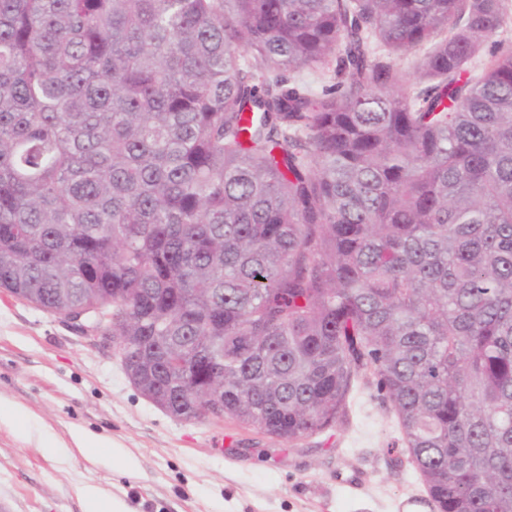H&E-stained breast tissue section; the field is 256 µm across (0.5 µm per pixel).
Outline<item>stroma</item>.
<instances>
[{
    "label": "stroma",
    "mask_w": 512,
    "mask_h": 512,
    "mask_svg": "<svg viewBox=\"0 0 512 512\" xmlns=\"http://www.w3.org/2000/svg\"><path fill=\"white\" fill-rule=\"evenodd\" d=\"M0 399L23 414L0 424L7 512H84L88 489L129 512H397L398 501L426 495L375 383L357 380L345 417L293 443L227 417L179 420L140 394L113 347L3 290ZM77 428L123 448L136 470L80 452Z\"/></svg>",
    "instance_id": "stroma-1"
}]
</instances>
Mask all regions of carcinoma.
Masks as SVG:
<instances>
[{
    "label": "carcinoma",
    "mask_w": 512,
    "mask_h": 512,
    "mask_svg": "<svg viewBox=\"0 0 512 512\" xmlns=\"http://www.w3.org/2000/svg\"><path fill=\"white\" fill-rule=\"evenodd\" d=\"M508 20L0 0V288L105 310L177 419L291 442L370 375L436 512H512V50L476 64ZM422 54V50H415L400 55L396 60L398 67L401 69L405 77L403 88L409 93H412L419 87L418 67Z\"/></svg>",
    "instance_id": "1"
}]
</instances>
